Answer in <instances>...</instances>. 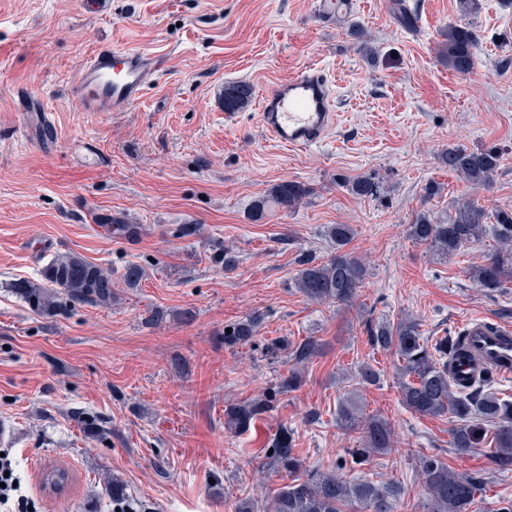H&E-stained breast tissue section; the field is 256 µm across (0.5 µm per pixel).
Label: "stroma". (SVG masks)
<instances>
[{
	"label": "stroma",
	"mask_w": 512,
	"mask_h": 512,
	"mask_svg": "<svg viewBox=\"0 0 512 512\" xmlns=\"http://www.w3.org/2000/svg\"><path fill=\"white\" fill-rule=\"evenodd\" d=\"M355 24L376 61L351 36ZM454 24L478 35L465 77L439 54ZM109 43L157 53L164 68L130 109L82 111L72 84ZM312 64L336 80L338 123L319 145L280 146L260 127V98ZM235 84L252 98L230 110L224 90ZM24 92L48 120L19 111ZM453 145L499 151L491 191L438 165ZM369 175L383 183L380 199L346 189ZM288 181L309 195L290 208L268 203ZM430 184L439 192L428 199ZM469 198L512 206V0H482L469 17L458 0H350L330 18L316 0H0V449L22 495L38 512H112L116 476L147 512H237L244 501L265 512L283 479L266 450L285 425L307 468L396 483L395 512H416L424 498L419 452L483 473L473 510L496 512L512 500V471H498L491 446L451 448L448 417L408 411L398 357L373 349L365 330L405 314L431 338L472 318L512 323V284L489 292L469 277L492 237L441 258L408 234L419 211L443 216ZM110 214L137 234L108 236L96 219ZM181 224L200 231L177 237ZM331 224L353 225L347 249L371 267L350 306L311 303L293 283L301 253L330 255ZM222 244L237 257L229 271L209 259ZM69 253L116 274L135 262L146 276L133 289L116 282L109 307L34 313L12 284ZM257 310L255 344L225 347V325ZM308 336L323 350L301 388L248 432L227 431L225 405L262 396L289 369L266 345ZM366 365L378 385H360ZM351 391L397 435L390 452L357 467L346 454L355 442L336 423ZM79 411L99 416L106 440L83 433ZM54 466L73 476L60 495L41 485Z\"/></svg>",
	"instance_id": "stroma-1"
}]
</instances>
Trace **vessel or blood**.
<instances>
[{"instance_id":"obj_1","label":"vessel or blood","mask_w":512,"mask_h":512,"mask_svg":"<svg viewBox=\"0 0 512 512\" xmlns=\"http://www.w3.org/2000/svg\"><path fill=\"white\" fill-rule=\"evenodd\" d=\"M163 67L160 57L119 45L97 47L77 76L73 94L86 112L123 111L143 98ZM259 123L274 142L290 148L324 141L337 123L333 79L309 66L263 94ZM463 352L449 360L448 374L460 385L489 372L512 378V326L471 320L461 328Z\"/></svg>"}]
</instances>
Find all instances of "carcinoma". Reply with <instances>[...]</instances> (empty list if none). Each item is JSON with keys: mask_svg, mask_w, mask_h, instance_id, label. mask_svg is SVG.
I'll list each match as a JSON object with an SVG mask.
<instances>
[{"mask_svg": "<svg viewBox=\"0 0 512 512\" xmlns=\"http://www.w3.org/2000/svg\"><path fill=\"white\" fill-rule=\"evenodd\" d=\"M441 36V56L448 68L457 74H470L475 64L476 44L472 28L451 25ZM250 96L247 85L224 89V102L230 108L244 105ZM438 164L470 186L489 190L500 166V155L494 149L470 151L452 146L440 152ZM350 191L373 199L379 196L380 181L371 176L358 179L350 185ZM308 194L309 189L300 183L283 182L272 189L270 197L280 206L293 207ZM100 224L117 236L133 231L123 216L104 217ZM408 231L415 243L445 257L490 234L496 248L490 250L483 263L470 268V278L490 292L512 283V207L489 210L475 200L458 202L445 218L418 213ZM326 234L336 251L322 261L302 254L294 277L295 288L315 304L351 305L360 296L371 275L370 269L359 257L344 251L354 236L351 225L332 224ZM144 277V268L133 262L125 265L121 273L128 288L138 287ZM12 289L33 311L44 315L85 304L110 306L118 300L112 271L75 254L52 260L41 272V281L21 280L12 284ZM264 317V313L255 311L229 324L232 332L224 335V345L236 348L252 344ZM366 333L373 347L393 351L402 362L399 392L410 411L421 417L451 416L455 422L454 448L464 452L489 442L493 444L497 468L512 470V401L502 400L486 390V376L471 382L465 390L448 378V357L457 351L459 338L442 336L430 343L423 336L418 320L408 314L393 322H370ZM320 349V340L313 336L298 343L283 339L268 345L269 353H283L292 368L279 376L275 389L266 396L226 405L225 428L236 433L248 431L263 414L273 410L277 395L298 390L302 384L299 367L316 358ZM336 421L358 442L349 452L359 465L393 446L395 430L391 422L377 414L363 415L353 394L340 399ZM270 448L273 453L269 459L285 475V482L273 492L272 512H346L355 503L367 512H393L392 500L398 495L395 484L377 486L368 481L350 480L340 473L305 468L295 452L293 432L288 426L278 429ZM418 463L425 486L418 512H470L482 489V476L457 473L435 455H420ZM111 504L112 512H138L141 508L127 494L124 482L116 478L111 481Z\"/></svg>", "mask_w": 512, "mask_h": 512, "instance_id": "obj_1", "label": "carcinoma"}]
</instances>
